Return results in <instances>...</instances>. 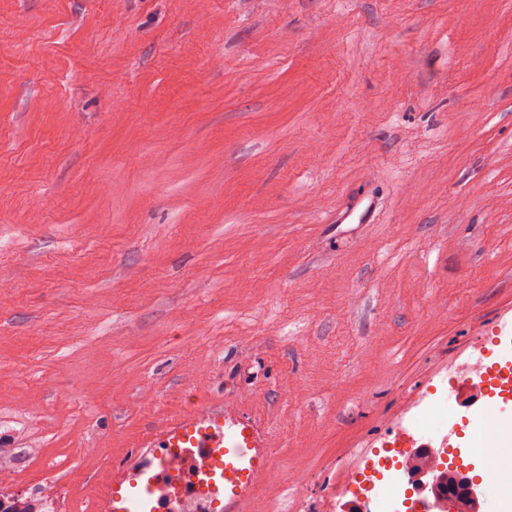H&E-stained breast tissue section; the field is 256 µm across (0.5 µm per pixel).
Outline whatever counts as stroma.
<instances>
[{
    "mask_svg": "<svg viewBox=\"0 0 512 512\" xmlns=\"http://www.w3.org/2000/svg\"><path fill=\"white\" fill-rule=\"evenodd\" d=\"M510 305L512 0H0L14 490L94 512L221 401L274 437L255 512H335Z\"/></svg>",
    "mask_w": 512,
    "mask_h": 512,
    "instance_id": "35a3bbf8",
    "label": "stroma"
}]
</instances>
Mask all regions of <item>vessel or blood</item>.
I'll list each match as a JSON object with an SVG mask.
<instances>
[{"label":"vessel or blood","instance_id":"1","mask_svg":"<svg viewBox=\"0 0 512 512\" xmlns=\"http://www.w3.org/2000/svg\"><path fill=\"white\" fill-rule=\"evenodd\" d=\"M458 362L436 370L416 391L391 434L417 452L469 448V433L490 431L478 461L512 447V307L489 325ZM443 408L440 426L418 418ZM272 434L224 404H201L158 422L132 461L112 469L100 512H251L272 472Z\"/></svg>","mask_w":512,"mask_h":512}]
</instances>
